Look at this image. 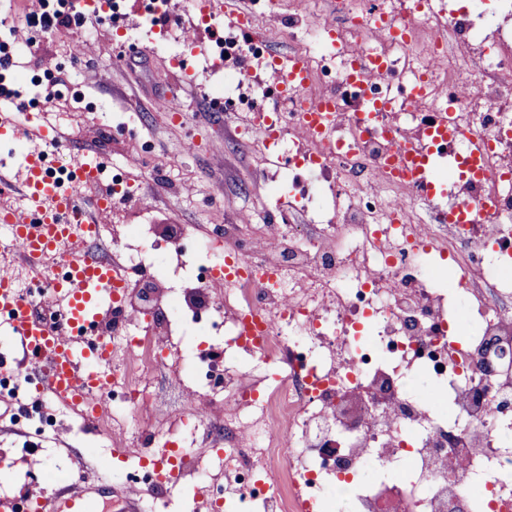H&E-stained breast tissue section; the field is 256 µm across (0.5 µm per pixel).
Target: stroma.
<instances>
[{
	"label": "stroma",
	"instance_id": "stroma-1",
	"mask_svg": "<svg viewBox=\"0 0 512 512\" xmlns=\"http://www.w3.org/2000/svg\"><path fill=\"white\" fill-rule=\"evenodd\" d=\"M38 0H0V37L17 45L37 40L42 61L30 54L14 55L13 68L61 89L56 109L69 113L61 122L73 133V148L95 151L143 191L127 217L148 224H249L265 192L260 176L265 156L251 148L231 149L225 136L239 122L207 97L210 85L224 81L223 72L192 57L187 70L174 68L170 56L178 47L181 27L179 0H165L175 17L164 30L136 37L144 22V0H119L116 21L83 24L76 29L70 52L50 34L36 28H15L18 13L38 9ZM176 98L188 116L170 122L157 100ZM180 158L176 171L163 169ZM52 457L64 458L72 474H112V442L96 426L62 418L45 434L0 425V498L17 494L51 496L59 480L43 479Z\"/></svg>",
	"mask_w": 512,
	"mask_h": 512
}]
</instances>
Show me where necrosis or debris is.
I'll use <instances>...</instances> for the list:
<instances>
[{"label": "necrosis or debris", "instance_id": "4bbe7bcc", "mask_svg": "<svg viewBox=\"0 0 512 512\" xmlns=\"http://www.w3.org/2000/svg\"><path fill=\"white\" fill-rule=\"evenodd\" d=\"M446 11L416 0H289L288 53L308 82L260 104L253 66L272 60L256 12L224 30L243 66L225 71L234 139L269 164L258 224H102L97 244L131 282L111 324L71 326L112 349L103 433L115 512L172 486L150 464L168 448L178 481L202 485L209 512H512V0ZM403 24L398 35L379 25ZM427 93L407 104L409 89ZM336 111L328 149L298 131L310 100ZM437 173L427 197L389 172L405 133ZM485 144V177L467 149ZM478 220H465L470 207ZM165 230L191 258L155 293ZM448 261L451 288L431 261ZM223 346L181 334L198 315ZM169 375L187 407L155 420Z\"/></svg>", "mask_w": 512, "mask_h": 512}]
</instances>
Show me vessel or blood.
<instances>
[{
	"label": "vessel or blood",
	"mask_w": 512,
	"mask_h": 512,
	"mask_svg": "<svg viewBox=\"0 0 512 512\" xmlns=\"http://www.w3.org/2000/svg\"><path fill=\"white\" fill-rule=\"evenodd\" d=\"M332 104L320 98L308 105L304 126L316 142L329 144L334 124ZM31 138L33 149L21 162L0 159V221L11 224L12 239L0 245V335L20 346L38 379L33 392L62 402L92 401L107 388L112 354L105 344L88 348L84 339L46 324L37 302L23 298L11 271L25 264L32 276L43 278V299L67 310L71 322L81 323L111 314L128 282L118 265L89 249L88 243L103 212L83 205L77 194L62 191L49 178L50 153L69 149L72 136L56 126L50 113H21L19 119L0 121L1 139ZM83 189L95 191L101 180L89 153L74 155ZM62 262L69 279L56 281L46 273ZM112 491L109 480L79 479L75 487L54 497L34 501V512H87L93 497Z\"/></svg>",
	"instance_id": "vessel-or-blood-1"
}]
</instances>
